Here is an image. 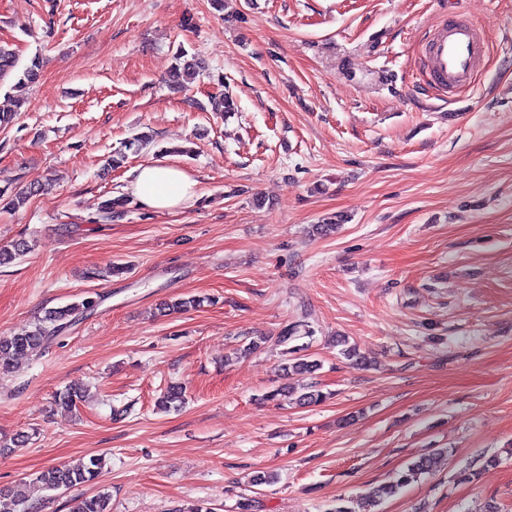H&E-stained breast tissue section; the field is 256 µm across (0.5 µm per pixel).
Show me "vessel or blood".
<instances>
[{"label": "vessel or blood", "mask_w": 512, "mask_h": 512, "mask_svg": "<svg viewBox=\"0 0 512 512\" xmlns=\"http://www.w3.org/2000/svg\"><path fill=\"white\" fill-rule=\"evenodd\" d=\"M428 62L439 91L469 86L485 53L484 40L468 22H456L438 30L429 43Z\"/></svg>", "instance_id": "b4317fda"}]
</instances>
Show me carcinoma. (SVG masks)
<instances>
[{
  "label": "carcinoma",
  "mask_w": 512,
  "mask_h": 512,
  "mask_svg": "<svg viewBox=\"0 0 512 512\" xmlns=\"http://www.w3.org/2000/svg\"><path fill=\"white\" fill-rule=\"evenodd\" d=\"M18 65L15 53L6 46L0 45V78L12 74ZM42 61L35 56L23 68L19 79L29 84H35L40 80ZM205 70V63L196 56H190L181 50L176 56V63L168 75L169 85L174 89H182L193 83L200 72ZM37 193V189L29 188L10 189L6 184L0 187V203L5 207L15 209L24 204L30 196ZM127 205V198L118 196L105 200L101 206V216L110 219L114 215L124 212ZM203 299L197 296L179 299L173 303H167L159 308V313L174 311H187L201 306ZM97 305V299L92 296H85L80 301L71 303L64 307L56 308L46 312L43 318L39 319L32 330L11 336L0 338V369L7 370L13 366L20 357L27 356L45 344L59 337L69 329L78 317L84 312L93 309ZM314 330L307 328L298 331V326L285 327L275 337L277 345L283 347V353L287 356L286 363L281 365V370L288 377L311 375L319 369V363L310 359L306 354L309 343H298V340L313 339ZM336 345L345 346L342 354L355 361L361 366L370 365V360L355 346L346 345V340L336 339ZM332 393H324L317 389V385L310 384L301 389L291 385H282L274 388L265 394L262 399L267 401L286 400L298 405H316L326 401ZM184 401L183 388L179 385H170L166 388L158 401L163 409H170L180 406ZM451 452L446 448H437L434 452L415 458L403 469L394 473L392 478L365 494L364 500L370 506H377L383 500L394 496L398 490L417 481L424 475L435 471L442 462L450 459ZM102 470V460L92 456L76 467L53 466L41 471L36 476V482L48 491L67 490L77 485L94 482ZM24 496L21 493L11 490L0 489V512H20ZM108 497L97 495L89 498H82L73 507V512H108Z\"/></svg>",
  "instance_id": "cac0c4a2"
}]
</instances>
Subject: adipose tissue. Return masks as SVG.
I'll return each instance as SVG.
<instances>
[{
  "label": "adipose tissue",
  "mask_w": 512,
  "mask_h": 512,
  "mask_svg": "<svg viewBox=\"0 0 512 512\" xmlns=\"http://www.w3.org/2000/svg\"><path fill=\"white\" fill-rule=\"evenodd\" d=\"M128 190L147 208L170 211L195 193L196 183L178 163H148L136 168Z\"/></svg>",
  "instance_id": "obj_1"
}]
</instances>
